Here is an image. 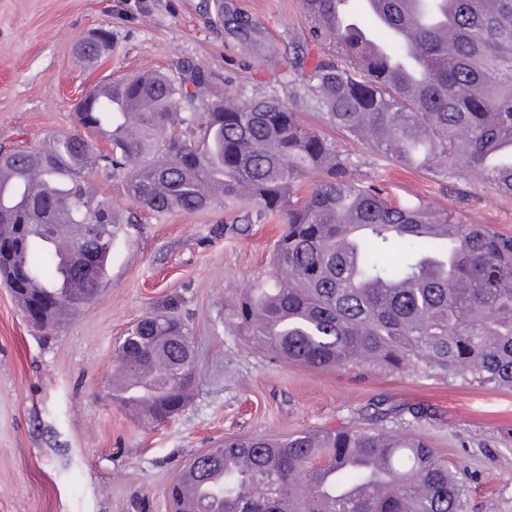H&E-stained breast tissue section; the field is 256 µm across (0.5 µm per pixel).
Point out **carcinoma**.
I'll list each match as a JSON object with an SVG mask.
<instances>
[{
    "label": "carcinoma",
    "mask_w": 512,
    "mask_h": 512,
    "mask_svg": "<svg viewBox=\"0 0 512 512\" xmlns=\"http://www.w3.org/2000/svg\"><path fill=\"white\" fill-rule=\"evenodd\" d=\"M356 0H303L308 34L288 42V75L302 104L377 154L405 167L434 159L498 196H512V0H377L385 53L358 21ZM224 28L259 35L237 12ZM206 82L193 63L177 77L150 72L112 80V94L142 106L124 111L98 88L78 112L79 130L31 150L0 149L15 190L0 194V281L26 291L28 318L50 334L97 296L123 225L119 210L85 182L95 162L158 215L245 200L247 214L274 218L273 279L235 306L240 334L289 365L313 370H419L466 385L512 388V235L462 224L451 213L384 197L356 176L358 160L306 124L299 104L276 97L220 98L180 112ZM112 126L96 153L81 130ZM71 229L67 249L55 228ZM350 224L368 230L345 236ZM176 295L120 341L112 388L124 407L168 423L194 386L193 331ZM298 431L268 441L226 438L196 470L190 512H466L461 470L420 435L384 426Z\"/></svg>",
    "instance_id": "obj_1"
}]
</instances>
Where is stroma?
Here are the masks:
<instances>
[{
	"label": "stroma",
	"mask_w": 512,
	"mask_h": 512,
	"mask_svg": "<svg viewBox=\"0 0 512 512\" xmlns=\"http://www.w3.org/2000/svg\"><path fill=\"white\" fill-rule=\"evenodd\" d=\"M221 3L267 31L277 46L267 62L225 31ZM100 27L112 33V53L90 67L75 44ZM307 29L302 0H0V146L35 147L74 132L76 104L98 82L142 71L173 76L188 61L208 73L207 97L302 100L286 74L287 52ZM301 117L355 153L359 174L375 177L388 198L512 233V197L461 173L443 178L388 161L313 107ZM89 181L99 198L137 217L115 241L96 299L46 337L0 286V512H171L169 484L224 437L363 427L375 408L416 406L426 417L404 413L397 432L427 436L464 468L468 512H512V389L277 361L238 335L228 313L272 274L281 223H241L245 206L224 201L155 216L110 170L92 167ZM175 293L186 299L198 388L184 411L156 427L112 401V375L120 336Z\"/></svg>",
	"instance_id": "obj_1"
}]
</instances>
